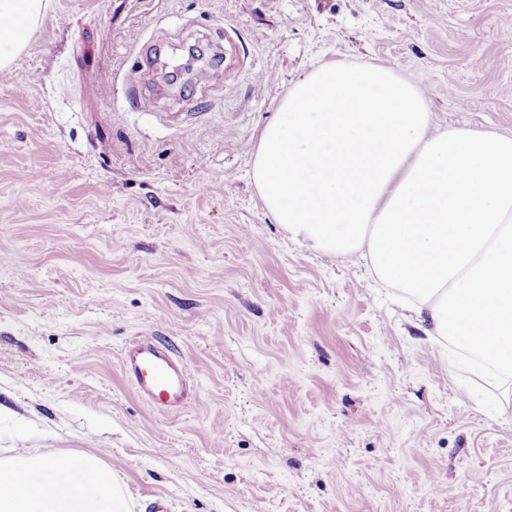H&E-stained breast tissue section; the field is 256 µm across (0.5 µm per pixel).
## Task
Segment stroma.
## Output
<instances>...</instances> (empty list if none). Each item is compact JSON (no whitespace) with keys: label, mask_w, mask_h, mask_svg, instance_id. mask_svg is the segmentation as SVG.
Wrapping results in <instances>:
<instances>
[{"label":"stroma","mask_w":512,"mask_h":512,"mask_svg":"<svg viewBox=\"0 0 512 512\" xmlns=\"http://www.w3.org/2000/svg\"><path fill=\"white\" fill-rule=\"evenodd\" d=\"M336 61L415 83L431 132L512 136V0H49L0 80V455L98 449L132 512H512V385L252 180ZM137 336L195 404L140 398Z\"/></svg>","instance_id":"obj_1"}]
</instances>
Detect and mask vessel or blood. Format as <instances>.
I'll use <instances>...</instances> for the list:
<instances>
[{"label": "vessel or blood", "mask_w": 512, "mask_h": 512, "mask_svg": "<svg viewBox=\"0 0 512 512\" xmlns=\"http://www.w3.org/2000/svg\"><path fill=\"white\" fill-rule=\"evenodd\" d=\"M122 363L142 397L155 407L179 411L192 400L187 365L148 338L130 343Z\"/></svg>", "instance_id": "b4317fda"}]
</instances>
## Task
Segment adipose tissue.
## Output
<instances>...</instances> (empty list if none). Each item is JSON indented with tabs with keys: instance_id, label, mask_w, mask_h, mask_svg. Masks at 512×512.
Listing matches in <instances>:
<instances>
[{
	"instance_id": "obj_1",
	"label": "adipose tissue",
	"mask_w": 512,
	"mask_h": 512,
	"mask_svg": "<svg viewBox=\"0 0 512 512\" xmlns=\"http://www.w3.org/2000/svg\"><path fill=\"white\" fill-rule=\"evenodd\" d=\"M48 0H0V72ZM422 91L375 64H325L263 128L252 178L300 244L362 252L428 333L512 379V137L430 133ZM0 512H130L95 451L0 457Z\"/></svg>"
}]
</instances>
